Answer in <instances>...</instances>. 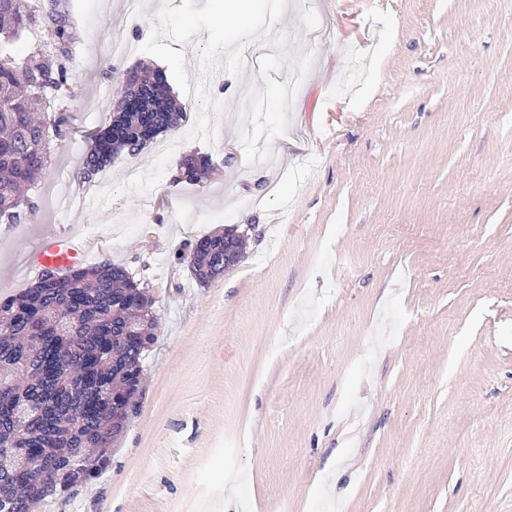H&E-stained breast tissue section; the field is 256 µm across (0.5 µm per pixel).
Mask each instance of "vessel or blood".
Segmentation results:
<instances>
[{
  "label": "vessel or blood",
  "instance_id": "vessel-or-blood-1",
  "mask_svg": "<svg viewBox=\"0 0 512 512\" xmlns=\"http://www.w3.org/2000/svg\"><path fill=\"white\" fill-rule=\"evenodd\" d=\"M89 249V240L79 231L62 233L49 228L43 231L38 245L26 253L25 269L36 276L48 268L64 271L85 262Z\"/></svg>",
  "mask_w": 512,
  "mask_h": 512
}]
</instances>
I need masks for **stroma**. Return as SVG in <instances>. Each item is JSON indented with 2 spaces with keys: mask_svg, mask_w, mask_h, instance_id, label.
<instances>
[{
  "mask_svg": "<svg viewBox=\"0 0 512 512\" xmlns=\"http://www.w3.org/2000/svg\"><path fill=\"white\" fill-rule=\"evenodd\" d=\"M74 3L76 96L43 104L65 123L0 266L50 227L110 232L89 264L159 320L108 464L33 512H512V0H252L246 25L143 0L118 32L124 0ZM145 67L186 107L178 148L118 157L86 199V145ZM228 225L243 254L198 285L178 254Z\"/></svg>",
  "mask_w": 512,
  "mask_h": 512,
  "instance_id": "1",
  "label": "stroma"
}]
</instances>
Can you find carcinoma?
<instances>
[{
  "instance_id": "1",
  "label": "carcinoma",
  "mask_w": 512,
  "mask_h": 512,
  "mask_svg": "<svg viewBox=\"0 0 512 512\" xmlns=\"http://www.w3.org/2000/svg\"><path fill=\"white\" fill-rule=\"evenodd\" d=\"M50 35L55 53L19 61L15 45L31 26ZM79 39L71 0H0V223L16 224L25 185L50 159L48 129L34 118L50 93H66L67 61ZM123 100L90 140L77 177L92 182L118 156L136 155L186 120L166 82L146 75L121 86ZM231 228L198 239L187 256L192 277L207 285L224 273ZM129 272L110 261L76 266L46 288L0 301V452L26 449L0 463V512H32L39 500L92 477L107 464L142 376L143 342L154 340L153 303Z\"/></svg>"
}]
</instances>
